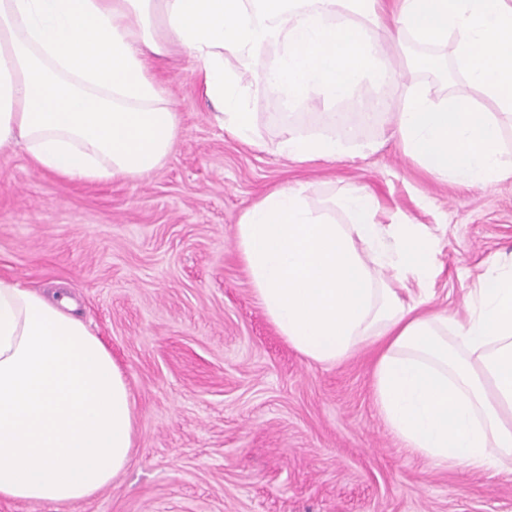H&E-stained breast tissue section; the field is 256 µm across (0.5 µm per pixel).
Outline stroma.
<instances>
[{
	"mask_svg": "<svg viewBox=\"0 0 512 512\" xmlns=\"http://www.w3.org/2000/svg\"><path fill=\"white\" fill-rule=\"evenodd\" d=\"M156 74L179 114L164 165L134 181L73 183L0 153V276L68 289L123 371L135 401L128 467L61 512H512V464L444 468L404 448L375 403V354L309 361L256 301L236 245L243 211L288 184L310 206L374 192L385 222L434 235L428 308L464 317L492 264L512 261V179L460 187L403 153L391 124H363L359 89L337 111L376 150L299 163L280 155L281 104L254 90L263 142L211 117L193 62Z\"/></svg>",
	"mask_w": 512,
	"mask_h": 512,
	"instance_id": "stroma-1",
	"label": "stroma"
}]
</instances>
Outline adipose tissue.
I'll list each match as a JSON object with an SVG mask.
<instances>
[{"label":"adipose tissue","mask_w":512,"mask_h":512,"mask_svg":"<svg viewBox=\"0 0 512 512\" xmlns=\"http://www.w3.org/2000/svg\"><path fill=\"white\" fill-rule=\"evenodd\" d=\"M450 45L457 75L495 112L448 90L409 89L392 121L405 155L467 186L512 179L501 151L512 119V0H0V152L22 143L35 166L73 182L137 180L160 168L180 126L154 61L181 52L220 128L258 145L240 84L294 108L332 106L362 86L394 89L391 45ZM233 58L240 73L226 70ZM334 130L284 125L278 151L336 161L371 150L340 114ZM358 188L310 207L283 186L242 214L236 243L253 294L307 359L377 357L378 411L404 447L441 467L512 459V264L479 278L464 318L422 313L400 285L428 288L434 237L379 219ZM393 278H385V271ZM135 405L100 337L63 291L0 278V500L67 506L109 486L130 462Z\"/></svg>","instance_id":"adipose-tissue-1"}]
</instances>
